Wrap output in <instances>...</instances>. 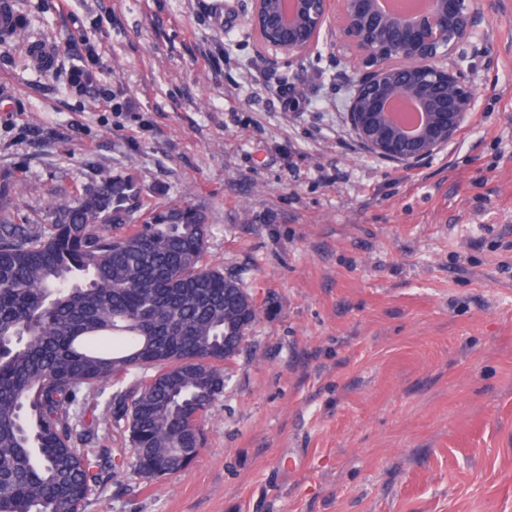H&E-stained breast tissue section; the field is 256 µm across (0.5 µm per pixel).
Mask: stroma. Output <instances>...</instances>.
I'll return each instance as SVG.
<instances>
[{"label": "stroma", "mask_w": 512, "mask_h": 512, "mask_svg": "<svg viewBox=\"0 0 512 512\" xmlns=\"http://www.w3.org/2000/svg\"><path fill=\"white\" fill-rule=\"evenodd\" d=\"M11 2V219L135 174L134 223L148 203L201 207L207 261L258 310L195 462L121 474L84 512H512V0L484 25L473 116L406 168L348 123L350 55L264 64L251 0ZM40 41L53 72L31 62ZM78 68L97 83L72 85Z\"/></svg>", "instance_id": "35a3bbf8"}]
</instances>
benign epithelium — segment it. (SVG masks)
Listing matches in <instances>:
<instances>
[{"instance_id": "obj_1", "label": "benign epithelium", "mask_w": 512, "mask_h": 512, "mask_svg": "<svg viewBox=\"0 0 512 512\" xmlns=\"http://www.w3.org/2000/svg\"><path fill=\"white\" fill-rule=\"evenodd\" d=\"M378 0H252L245 20L267 64L299 62L320 39L355 56L358 78L348 98L351 126L369 153L407 167L446 149L475 111L466 45L494 0H424L420 11L386 14ZM414 103L423 115L408 130L389 107Z\"/></svg>"}]
</instances>
